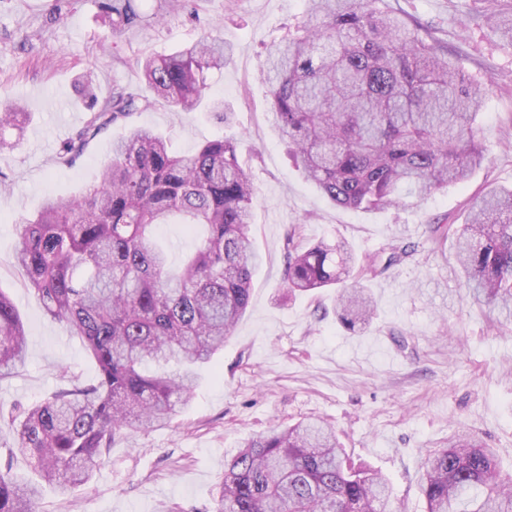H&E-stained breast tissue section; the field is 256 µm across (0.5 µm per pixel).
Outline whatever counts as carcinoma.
<instances>
[{
  "label": "carcinoma",
  "instance_id": "cac0c4a2",
  "mask_svg": "<svg viewBox=\"0 0 512 512\" xmlns=\"http://www.w3.org/2000/svg\"><path fill=\"white\" fill-rule=\"evenodd\" d=\"M471 21L512 45V0ZM378 0H305L303 17L266 49L263 75L276 126L305 176L336 206L381 210L422 200L465 181L484 159L477 118L485 82L448 59L441 42ZM112 37L163 21L199 17V0H101ZM230 49L210 34L178 52L145 55L139 66L153 97L116 85L99 99L86 75L90 116L58 159L71 164L104 128L159 102L191 112L208 75ZM27 113L0 109V151ZM235 139H215L194 155L170 153L164 136L134 125L112 142L96 183L70 198L45 197L19 220L15 258L45 313L82 338L99 368L45 400L16 406L9 452L37 479L0 472V512H36L44 486L65 495L86 483L116 439L167 423L188 406L198 371L224 348L250 301L261 262L251 236L256 188ZM179 215L204 224L206 238L171 268L154 230ZM433 232L455 239L467 295L512 322V189L472 198L462 224ZM285 287L336 289V311L367 325L375 308L363 282L411 253L390 243L357 258L344 240L303 245L285 238ZM27 332L0 291V380L25 362ZM421 490L427 512H512V476L492 448L459 434L427 460ZM215 512H396L388 482L355 464L321 419L273 428L224 458Z\"/></svg>",
  "mask_w": 512,
  "mask_h": 512
}]
</instances>
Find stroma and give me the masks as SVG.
<instances>
[{"label": "stroma", "mask_w": 512, "mask_h": 512, "mask_svg": "<svg viewBox=\"0 0 512 512\" xmlns=\"http://www.w3.org/2000/svg\"><path fill=\"white\" fill-rule=\"evenodd\" d=\"M46 0H0V103L29 114L17 146L0 153V291L15 303L28 332L26 363L0 381V407L32 403L63 385L62 366L81 380L98 367L83 341L51 320L14 263L20 216L45 196H70L98 178L112 142L128 124L98 134L75 163L57 157L86 121L81 92L93 72L96 93L113 85L143 89L138 58L166 55L216 26L231 50L211 71L209 95L225 119L207 109L186 113L164 104L134 115L170 150L193 155L203 143L240 139V160L257 188L254 234L262 264L249 306L215 362L200 373L194 399L161 427L118 438L87 483L62 496L45 490L37 512H213L224 453L278 424L310 416L329 421L356 461L392 487L396 512H425V463L456 432L497 450L512 471V328L462 300L452 241L436 242L434 224L462 222L471 197L512 187V46L469 23L489 0H387L430 29L465 72L485 78L478 119L484 160L470 178L419 202L379 211L330 203L288 155L260 78L264 51L300 19L305 0H201L198 18L171 15L129 37L110 36L99 0H70L61 19ZM304 241L345 239L356 256L390 241L414 253L373 280L377 315L350 329L333 289L288 296L284 241L291 226Z\"/></svg>", "instance_id": "stroma-1"}]
</instances>
